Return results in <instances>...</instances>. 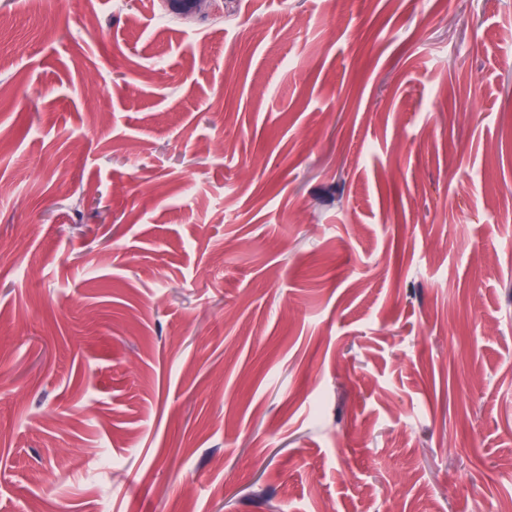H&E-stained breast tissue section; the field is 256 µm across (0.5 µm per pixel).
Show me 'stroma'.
Segmentation results:
<instances>
[{"instance_id":"1","label":"stroma","mask_w":512,"mask_h":512,"mask_svg":"<svg viewBox=\"0 0 512 512\" xmlns=\"http://www.w3.org/2000/svg\"><path fill=\"white\" fill-rule=\"evenodd\" d=\"M0 0V512L512 500V0ZM220 0H161L165 8L182 18L189 19L200 13L206 5L217 7Z\"/></svg>"}]
</instances>
